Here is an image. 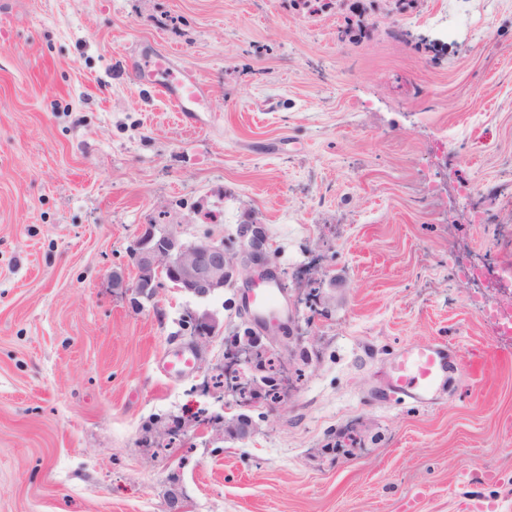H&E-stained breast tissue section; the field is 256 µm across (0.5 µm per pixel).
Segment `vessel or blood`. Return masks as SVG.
<instances>
[{
	"instance_id": "vessel-or-blood-1",
	"label": "vessel or blood",
	"mask_w": 512,
	"mask_h": 512,
	"mask_svg": "<svg viewBox=\"0 0 512 512\" xmlns=\"http://www.w3.org/2000/svg\"><path fill=\"white\" fill-rule=\"evenodd\" d=\"M139 75L148 82L153 81L156 76H164L162 88L169 92L174 111H189L191 105L199 103L203 98L199 84L192 77L181 72H170L166 55H158L143 65ZM277 299L278 291L271 284L253 289L249 295L257 318L263 322L275 318ZM447 361L448 348L441 344L412 346L400 350L390 387L417 402H429L443 382Z\"/></svg>"
}]
</instances>
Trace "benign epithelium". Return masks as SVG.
Returning <instances> with one entry per match:
<instances>
[{
  "label": "benign epithelium",
  "instance_id": "1",
  "mask_svg": "<svg viewBox=\"0 0 512 512\" xmlns=\"http://www.w3.org/2000/svg\"><path fill=\"white\" fill-rule=\"evenodd\" d=\"M238 237L239 249L231 250L224 241L214 238L185 241L173 232L158 235L155 225L147 224L130 248L136 270L132 284H126L121 277L116 278V283L138 297L151 298L164 276L176 290L204 298L234 287L247 270L252 271L245 278L248 285L275 278L267 268L271 248L264 228L259 224H242ZM187 318L197 326L196 335L200 338L218 331L217 320L208 312L190 311ZM236 346L242 353L239 364L248 365L261 340L256 335L245 336Z\"/></svg>",
  "mask_w": 512,
  "mask_h": 512
}]
</instances>
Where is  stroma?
<instances>
[{
    "mask_svg": "<svg viewBox=\"0 0 512 512\" xmlns=\"http://www.w3.org/2000/svg\"><path fill=\"white\" fill-rule=\"evenodd\" d=\"M170 49L180 118L136 74ZM511 194L512 0H0V512H512V282L464 274L512 261ZM248 218L300 338L240 439L243 286L112 276ZM430 343L441 390L393 394ZM446 363L448 365V348L445 345L402 349L397 355L390 387L416 402H429L443 382Z\"/></svg>",
    "mask_w": 512,
    "mask_h": 512,
    "instance_id": "35a3bbf8",
    "label": "stroma"
}]
</instances>
